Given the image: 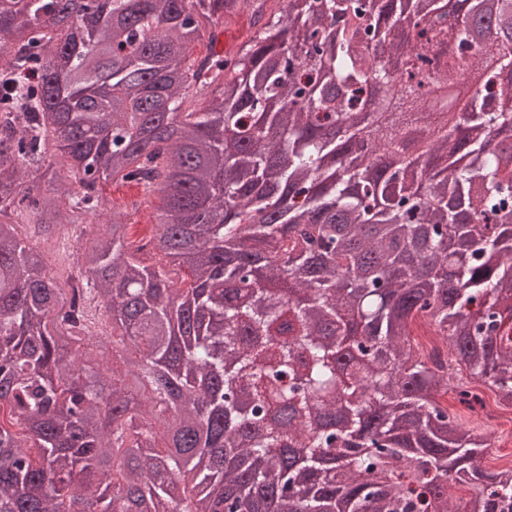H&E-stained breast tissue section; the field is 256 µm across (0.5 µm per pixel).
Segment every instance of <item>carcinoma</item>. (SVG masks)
Here are the masks:
<instances>
[{
  "instance_id": "cac0c4a2",
  "label": "carcinoma",
  "mask_w": 512,
  "mask_h": 512,
  "mask_svg": "<svg viewBox=\"0 0 512 512\" xmlns=\"http://www.w3.org/2000/svg\"><path fill=\"white\" fill-rule=\"evenodd\" d=\"M491 6L512 32V0H0V512H512V468L483 470L491 441L437 400L467 371L512 407V46L471 37ZM405 25L397 77L377 48ZM471 76L453 125L412 108L430 163L392 137L372 167L374 87ZM109 177L160 198L148 241L140 203L105 216ZM86 222L107 229L61 288L19 225ZM87 298L112 344L84 359ZM351 344L365 451L305 425ZM279 402L299 422L252 433Z\"/></svg>"
}]
</instances>
